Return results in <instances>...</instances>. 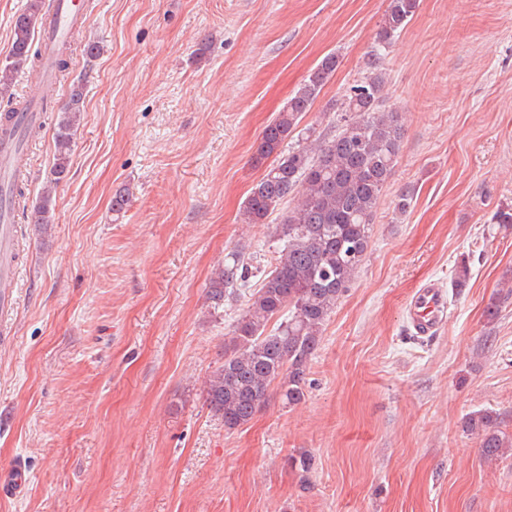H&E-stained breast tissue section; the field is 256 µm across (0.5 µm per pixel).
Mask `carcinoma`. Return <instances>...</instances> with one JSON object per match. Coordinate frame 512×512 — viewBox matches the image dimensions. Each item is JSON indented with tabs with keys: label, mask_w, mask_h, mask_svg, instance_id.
Masks as SVG:
<instances>
[{
	"label": "carcinoma",
	"mask_w": 512,
	"mask_h": 512,
	"mask_svg": "<svg viewBox=\"0 0 512 512\" xmlns=\"http://www.w3.org/2000/svg\"><path fill=\"white\" fill-rule=\"evenodd\" d=\"M418 7L419 0H389L376 48L366 61L367 76L349 88L340 119L328 132L302 128L300 122L336 72L334 54L322 59L262 133L254 162L262 165L271 158L273 163L252 186L243 214L247 224H264L280 212L274 234L282 246L224 339L223 363L205 381L206 402L228 430L248 424L274 385L290 406L305 399L307 369L323 326L364 260L381 193L398 162L404 130L398 113L383 109L382 50ZM42 8L43 0H28L13 20L9 62L0 66L1 95L24 64H31L32 80H40V60L31 58V46ZM83 112L84 90L76 83L54 132L49 185L32 210L33 223L44 233L51 229L53 187L68 173ZM294 136L302 143L284 148ZM251 276L247 259L232 255L211 278L213 308L236 297ZM494 421L495 413L485 409L464 422L487 459L512 447V438L494 429Z\"/></svg>",
	"instance_id": "cac0c4a2"
}]
</instances>
